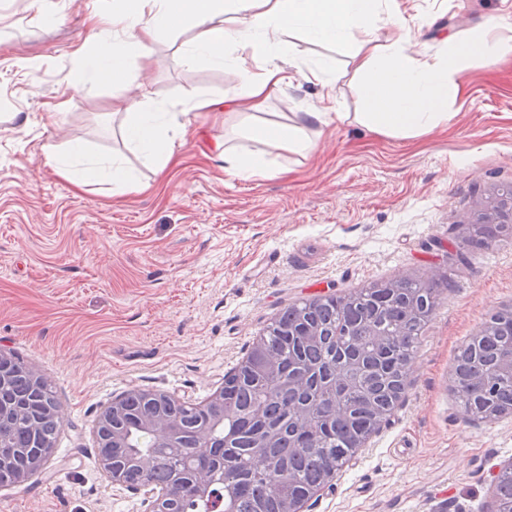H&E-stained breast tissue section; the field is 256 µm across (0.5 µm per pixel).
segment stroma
I'll return each instance as SVG.
<instances>
[{
	"label": "stroma",
	"instance_id": "35a3bbf8",
	"mask_svg": "<svg viewBox=\"0 0 512 512\" xmlns=\"http://www.w3.org/2000/svg\"><path fill=\"white\" fill-rule=\"evenodd\" d=\"M114 0H0V350L52 383L64 426L35 475L0 486V512H144L102 475L94 437L102 406L124 392L198 403L224 383L285 307L400 276L442 291L414 354L401 405L309 512H491V469L512 461V415L470 421L453 392L458 349L489 313L512 306V240L467 245L482 201L512 184V65L474 62L448 127L412 141L348 123L311 129L314 152L251 140L292 168L254 180L226 175L210 152L237 119L191 117L194 135L163 170L125 139L123 103L173 105L238 92L234 71L189 65L193 32L159 35L149 51L124 36L122 81L72 91L92 51L87 16ZM428 22L409 50L435 55L512 0H410ZM292 79L266 119L318 104H366L344 51L293 34ZM327 64L336 82L311 75ZM82 144L122 155L142 183L112 203V186L75 188L48 151Z\"/></svg>",
	"mask_w": 512,
	"mask_h": 512
}]
</instances>
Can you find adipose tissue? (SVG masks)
Listing matches in <instances>:
<instances>
[{
	"instance_id": "ef3b65f1",
	"label": "adipose tissue",
	"mask_w": 512,
	"mask_h": 512,
	"mask_svg": "<svg viewBox=\"0 0 512 512\" xmlns=\"http://www.w3.org/2000/svg\"><path fill=\"white\" fill-rule=\"evenodd\" d=\"M422 17L408 12L405 0H207L206 5L172 9L169 0H135L134 8H113L111 19L94 21L95 54L78 70L72 90H80L98 78L120 79L126 70L122 51L113 48L111 33L121 32L143 48L150 47L161 32L184 27L196 34L184 50L191 64L232 69L244 90L220 100L196 95L181 104L180 112H161L152 104L135 105L125 127L127 141L141 154L167 166L177 160L176 141L185 139L190 113L221 114L225 106L242 109L243 137L267 142L296 154L310 153L315 143L305 129L344 122L346 113L332 106L325 94L324 106L295 113L281 123H257L253 112L263 110L270 97L288 85L286 63L292 31L344 49L361 76L367 111L354 119L372 133L398 140L415 139L448 123L449 102L460 94V76L472 54L470 44L492 67L512 58V19L507 15L487 19L469 39L452 40L443 53L412 56L407 47ZM262 62L263 81H255L253 62ZM224 158V172L250 180L266 176L271 167L261 152H242L227 142L216 144ZM49 162L60 176L73 183L109 181L118 189L135 186V175L121 157L89 159L85 149L74 146L63 153H49Z\"/></svg>"
}]
</instances>
